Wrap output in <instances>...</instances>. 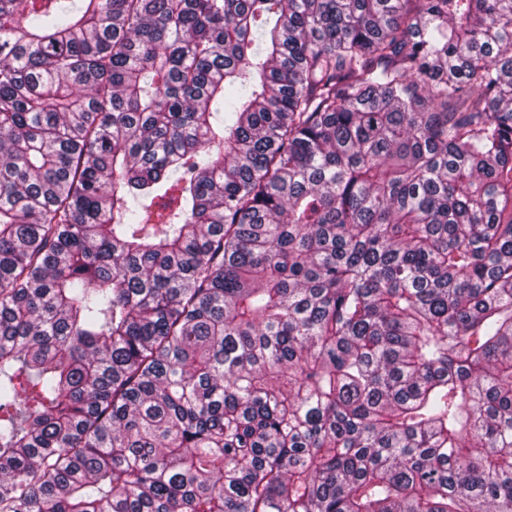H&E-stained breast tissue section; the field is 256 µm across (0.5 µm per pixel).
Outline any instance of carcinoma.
I'll use <instances>...</instances> for the list:
<instances>
[{"label": "carcinoma", "instance_id": "cac0c4a2", "mask_svg": "<svg viewBox=\"0 0 512 512\" xmlns=\"http://www.w3.org/2000/svg\"><path fill=\"white\" fill-rule=\"evenodd\" d=\"M0 512H512V0H0Z\"/></svg>", "mask_w": 512, "mask_h": 512}]
</instances>
